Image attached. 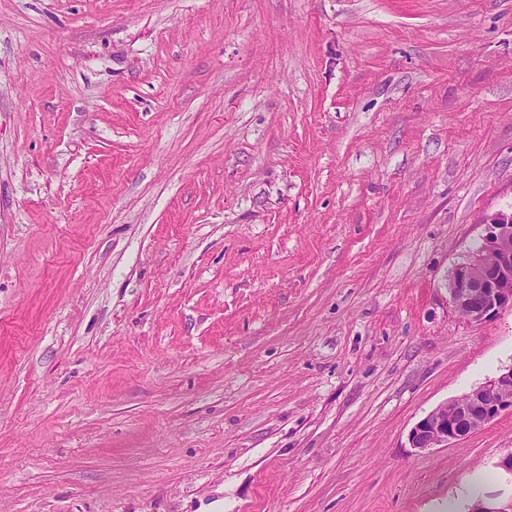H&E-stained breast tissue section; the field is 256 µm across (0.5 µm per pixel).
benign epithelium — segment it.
I'll return each mask as SVG.
<instances>
[{"instance_id":"obj_1","label":"benign epithelium","mask_w":512,"mask_h":512,"mask_svg":"<svg viewBox=\"0 0 512 512\" xmlns=\"http://www.w3.org/2000/svg\"><path fill=\"white\" fill-rule=\"evenodd\" d=\"M446 288L455 310L472 323L512 308V214H497L486 224L485 234L450 272ZM506 411L512 412V365L428 413L411 429L410 446L419 452L446 448ZM470 512H512V499L501 504L480 495Z\"/></svg>"}]
</instances>
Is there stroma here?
Returning <instances> with one entry per match:
<instances>
[{
  "mask_svg": "<svg viewBox=\"0 0 512 512\" xmlns=\"http://www.w3.org/2000/svg\"><path fill=\"white\" fill-rule=\"evenodd\" d=\"M512 0H0V512H446L512 364ZM512 213L495 215L446 279L455 310L472 323L512 308ZM506 411L512 412V365L428 413L411 429L408 440L419 452L447 448Z\"/></svg>",
  "mask_w": 512,
  "mask_h": 512,
  "instance_id": "35a3bbf8",
  "label": "stroma"
}]
</instances>
